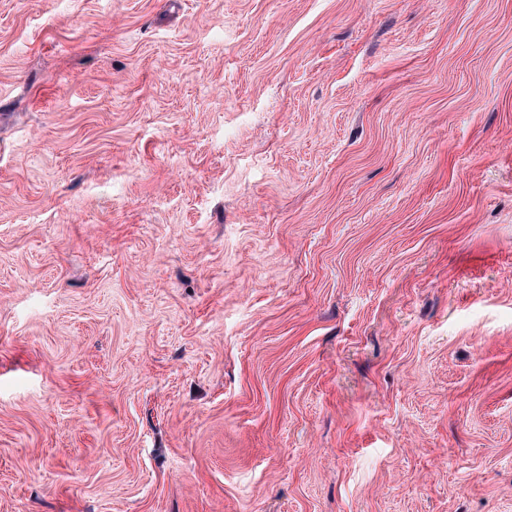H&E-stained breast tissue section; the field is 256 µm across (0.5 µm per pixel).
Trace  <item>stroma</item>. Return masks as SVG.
Returning <instances> with one entry per match:
<instances>
[{
  "mask_svg": "<svg viewBox=\"0 0 512 512\" xmlns=\"http://www.w3.org/2000/svg\"><path fill=\"white\" fill-rule=\"evenodd\" d=\"M0 512H512V0H0Z\"/></svg>",
  "mask_w": 512,
  "mask_h": 512,
  "instance_id": "obj_1",
  "label": "stroma"
}]
</instances>
